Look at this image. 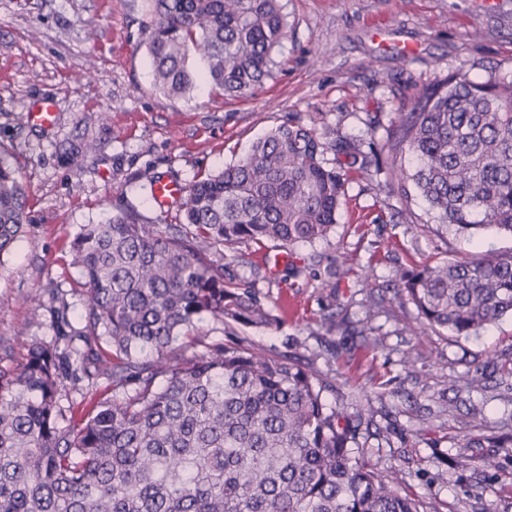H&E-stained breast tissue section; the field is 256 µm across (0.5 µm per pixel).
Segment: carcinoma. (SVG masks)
I'll return each instance as SVG.
<instances>
[{"mask_svg":"<svg viewBox=\"0 0 512 512\" xmlns=\"http://www.w3.org/2000/svg\"><path fill=\"white\" fill-rule=\"evenodd\" d=\"M154 85L182 96L204 76L238 96L271 76L288 33L280 0H150ZM400 199L426 204L421 224L474 235L512 234V79L463 71L423 90L388 134ZM336 152L371 176L374 143ZM347 178L329 167L315 132L283 123L224 169L195 178L165 227L127 207L83 224L71 243L85 279V326L68 304L49 307L57 336L16 337L17 370L0 368V512H426L398 475L361 461L372 419L326 398L330 385L288 359L196 335L209 318L227 328L273 329L280 319L249 286L224 274V251L288 249L327 237ZM27 196L0 152V256L25 229ZM426 325L476 336L512 316V252L454 259L398 275ZM189 339L203 350L172 358ZM70 344L86 388L106 375L112 397L79 425L61 405Z\"/></svg>","mask_w":512,"mask_h":512,"instance_id":"carcinoma-1","label":"carcinoma"}]
</instances>
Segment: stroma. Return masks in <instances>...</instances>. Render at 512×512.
<instances>
[{"mask_svg": "<svg viewBox=\"0 0 512 512\" xmlns=\"http://www.w3.org/2000/svg\"><path fill=\"white\" fill-rule=\"evenodd\" d=\"M281 3L288 34L272 77L240 96L201 82L191 95L172 97L153 85L148 0H0V149L11 154L28 200L25 233L0 257V367L24 363L16 337L53 336L48 312L33 313V297L46 301L59 289L82 327L70 242L81 225L131 205L159 216L154 178L190 184L244 157L285 122L314 129L332 166L337 138L385 147L400 113L449 74L512 77V0ZM43 98L58 114L48 130L24 115ZM389 183L386 173L349 170L333 231L297 245L277 269L267 264L279 252L272 244L226 253L282 321L272 331H231L208 319L199 334L291 357L335 385L336 399L372 407L382 433L361 435V457L396 469L401 492L430 512H512V446L463 445L467 435L512 434V318L477 336L439 328L418 336L419 312L394 285L400 268L510 253L512 235L439 237L402 215ZM488 364L496 371L480 386L463 382ZM489 457L498 469L486 467Z\"/></svg>", "mask_w": 512, "mask_h": 512, "instance_id": "obj_1", "label": "stroma"}]
</instances>
